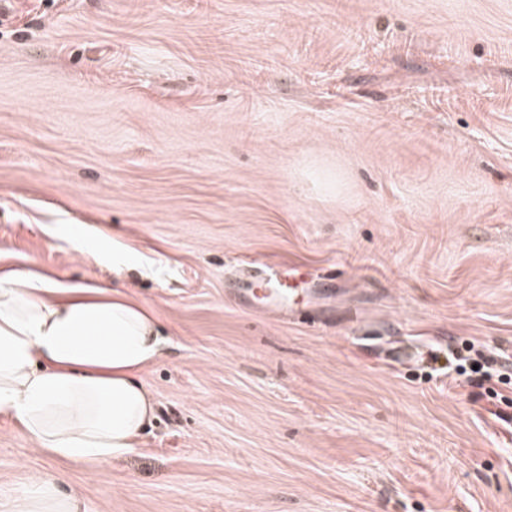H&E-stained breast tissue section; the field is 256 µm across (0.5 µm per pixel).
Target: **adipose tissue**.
<instances>
[{"label": "adipose tissue", "instance_id": "1", "mask_svg": "<svg viewBox=\"0 0 512 512\" xmlns=\"http://www.w3.org/2000/svg\"><path fill=\"white\" fill-rule=\"evenodd\" d=\"M161 334L151 309L120 290L0 273V415L52 455L108 462L154 415L139 375L159 357ZM0 512H79V501L35 476Z\"/></svg>", "mask_w": 512, "mask_h": 512}]
</instances>
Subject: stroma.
Listing matches in <instances>:
<instances>
[{
  "label": "stroma",
  "instance_id": "35a3bbf8",
  "mask_svg": "<svg viewBox=\"0 0 512 512\" xmlns=\"http://www.w3.org/2000/svg\"><path fill=\"white\" fill-rule=\"evenodd\" d=\"M10 270L120 289L165 344L98 467L0 415V503L512 512V0H7ZM0 507L3 512H79V501L73 494L61 493L56 478L35 476Z\"/></svg>",
  "mask_w": 512,
  "mask_h": 512
}]
</instances>
